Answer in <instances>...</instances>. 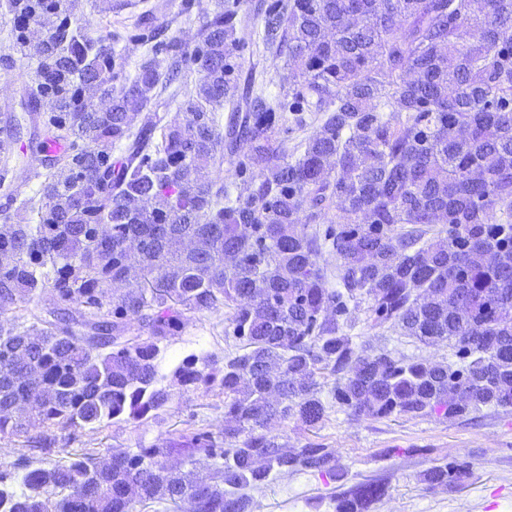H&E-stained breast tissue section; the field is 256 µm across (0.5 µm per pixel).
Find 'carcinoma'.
Wrapping results in <instances>:
<instances>
[{"mask_svg":"<svg viewBox=\"0 0 512 512\" xmlns=\"http://www.w3.org/2000/svg\"><path fill=\"white\" fill-rule=\"evenodd\" d=\"M77 7L5 4L14 50L36 61L25 94L50 112L47 136L71 148L37 196L19 201L16 215L35 208L38 221L0 225V314L55 294L45 317L0 339V436L38 426L48 447L72 429L157 415L173 397L157 341L184 312L221 306L242 352L224 357L220 378L195 355L173 371L183 387L224 388L225 447L205 449L224 463L201 512H251L245 490L274 471L337 475L333 449H290L268 432L274 421L321 423L322 370L354 416L512 407V0H274L262 43L291 81L274 98L241 93L231 78L244 43L233 2L205 13L192 48L139 26L145 54L118 90L126 54L89 36V23L72 19ZM189 69L201 74L192 89ZM169 88L183 118L161 126L148 114L134 127ZM306 112L318 130L288 154L277 127L289 113L303 124ZM117 147L124 160L114 164ZM226 161L241 183L226 181ZM326 219L325 231L309 229ZM139 274L147 286L111 294ZM354 310L373 328L448 342L462 366L363 352L347 333ZM32 387L30 412L9 413ZM200 441L177 449L188 471L165 464L170 448L115 450L108 472L91 451L26 462L13 484L0 473V512L175 505L198 487ZM470 474L454 459L422 481L460 488ZM387 490L359 483L336 496L335 512H371Z\"/></svg>","mask_w":512,"mask_h":512,"instance_id":"cac0c4a2","label":"carcinoma"}]
</instances>
